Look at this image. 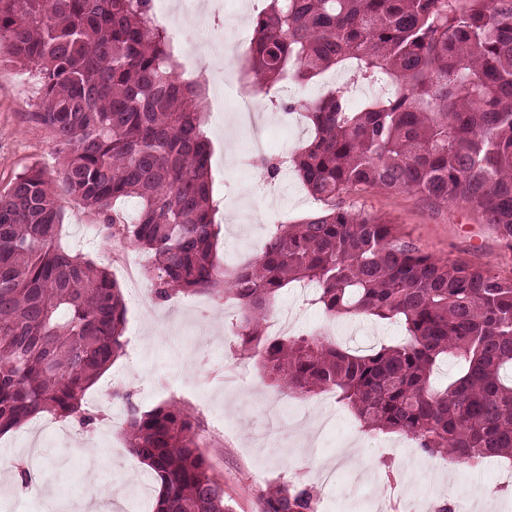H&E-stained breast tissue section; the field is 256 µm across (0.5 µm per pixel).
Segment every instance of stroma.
<instances>
[{
  "label": "stroma",
  "mask_w": 512,
  "mask_h": 512,
  "mask_svg": "<svg viewBox=\"0 0 512 512\" xmlns=\"http://www.w3.org/2000/svg\"><path fill=\"white\" fill-rule=\"evenodd\" d=\"M224 13L201 9L193 15L200 36L228 45L224 85L240 77V64L250 57L249 44H236L237 29H250L266 0H223ZM352 73L341 68L307 84L284 83L258 98L253 120L261 128L269 155L284 144L298 147L312 136L306 123L290 125L272 99L303 96L316 99L331 90L348 89ZM211 114L207 132L213 143L214 195L220 201L217 251L226 268L258 254L270 231L264 212L297 223L323 208L310 196L295 172L267 179L254 164L251 133L236 103ZM43 91L37 72L0 59V191L31 168L55 174L56 145L47 131L30 120L41 111ZM345 205L397 226L422 253L464 262L512 279V247L494 225L465 205L434 203L411 191H371L345 198ZM62 243L71 251L115 269L119 251L140 265L146 252L123 241L81 237L77 227L97 223L93 212L62 197ZM127 315L126 353L85 395L94 415L84 427L72 419L50 418L48 425L31 421L0 436V512H153L157 482L126 448L122 426L127 401L152 409L176 400L200 420L205 430L203 454L224 487L231 512H258L259 500L271 487L291 482L312 487L317 512H376L379 499L393 497L398 512H439L447 502L467 501L471 512H512V486L499 485V469L508 460L493 457L474 468L445 455L421 452L407 437L369 431L353 413L327 393L288 395L289 410L270 417L266 403L275 389L247 363V380H224L226 361L237 359L230 328L238 317L234 300L206 295L155 299L149 283L121 281ZM313 287L299 284L277 295L274 311L294 316L293 334H319L353 350H367L397 340L402 328L362 316L330 317L312 305ZM353 447L369 479L357 482L346 469L340 449ZM29 469L33 482L22 488L19 469Z\"/></svg>",
  "instance_id": "1"
}]
</instances>
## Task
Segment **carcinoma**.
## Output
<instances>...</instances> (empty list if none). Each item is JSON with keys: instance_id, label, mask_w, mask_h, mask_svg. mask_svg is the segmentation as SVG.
<instances>
[{"instance_id": "1", "label": "carcinoma", "mask_w": 512, "mask_h": 512, "mask_svg": "<svg viewBox=\"0 0 512 512\" xmlns=\"http://www.w3.org/2000/svg\"><path fill=\"white\" fill-rule=\"evenodd\" d=\"M153 0H0V55L38 71L45 108L31 118L63 162L64 191L99 217L104 238L151 254L154 296L229 294L234 345L282 392L332 390L362 427L404 435L429 455L479 465L512 459V279L422 253L395 225L342 196L408 190L464 204L512 243V0H269L253 19L245 76L259 92L336 66L378 86L354 106L342 91L282 105L314 129L267 178L294 168L326 205L271 225L256 258L230 272L205 130L206 89L178 72ZM140 200L138 220L115 209ZM62 210L39 169L0 192V434L51 414L90 425L86 391L123 353L118 283L61 244ZM315 284L334 317L396 319L402 340L355 351L266 333L277 294ZM461 370L436 385V364ZM127 401L122 434L160 481L155 512H228L201 452L204 429L181 403ZM260 512H316V495L281 482Z\"/></svg>"}]
</instances>
